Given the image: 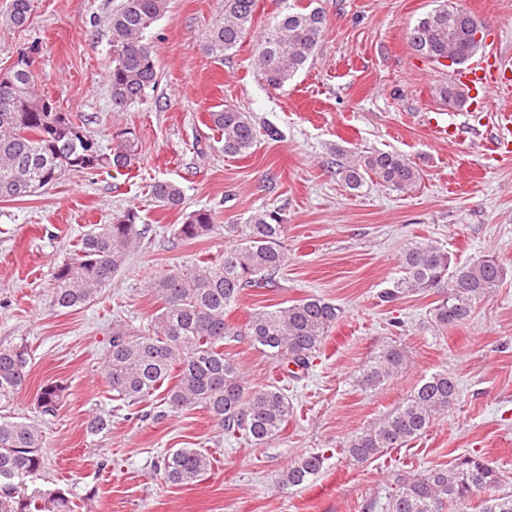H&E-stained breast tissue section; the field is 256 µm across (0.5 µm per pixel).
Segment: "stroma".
<instances>
[{
  "mask_svg": "<svg viewBox=\"0 0 512 512\" xmlns=\"http://www.w3.org/2000/svg\"><path fill=\"white\" fill-rule=\"evenodd\" d=\"M120 0H32L27 29L0 24V73L20 49L36 47L41 92L82 116L103 147L115 131L131 132L138 161L131 169L68 175L21 200H0V344L25 345L28 383L16 416L38 421L45 468L38 485L63 489L76 512H381L393 474L420 472L471 452L502 470L512 493V161L484 148L471 128H493L512 110V68L489 101L444 104L437 85L447 71L413 50L408 31L431 0H313L327 20L315 56L279 90L268 87L254 44L286 4L258 0L251 31L224 60L208 57L202 40L224 14V0H169L149 35L159 82L142 104L112 109L105 64L109 17ZM486 25L485 45L512 59V0H450ZM234 106L258 129L250 154L228 157L210 112ZM435 117L456 129L439 141L425 131ZM279 131L269 138L266 126ZM402 155L419 173L396 192L367 182L353 192L339 182L335 147ZM184 191L175 209L156 207L154 182ZM136 208L148 234L110 285L75 310L52 308L57 265L91 225ZM206 208L215 232L196 241L175 235L187 213ZM280 209L287 261L275 288L245 291L232 309L243 323L256 309L317 295L344 314L323 342L307 380L289 386L293 413L280 437L263 446L225 436L204 409L174 412L163 392L135 409L113 400L101 373L112 324L145 328L158 308L148 279L218 259L223 225L260 209ZM439 241L455 261L489 255L506 276L463 325L436 331L437 294L423 291L386 302L401 275L409 243ZM409 361L376 390L355 384L358 369L388 344ZM248 386L281 380L282 372L246 337L225 347ZM446 370L460 401L446 419L406 446L350 464L344 438L381 418L433 372ZM64 385L55 416H41V385ZM108 411L112 428L86 434L92 414ZM197 448L210 459L194 484L174 486L154 473L169 449ZM320 452L323 470L306 487L279 488V473L302 453Z\"/></svg>",
  "mask_w": 512,
  "mask_h": 512,
  "instance_id": "1",
  "label": "stroma"
}]
</instances>
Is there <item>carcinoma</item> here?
Listing matches in <instances>:
<instances>
[{"label":"carcinoma","mask_w":512,"mask_h":512,"mask_svg":"<svg viewBox=\"0 0 512 512\" xmlns=\"http://www.w3.org/2000/svg\"><path fill=\"white\" fill-rule=\"evenodd\" d=\"M169 0H121L109 20L112 56L106 65L112 110L123 112L144 102L147 90L158 84V66L148 33L168 11ZM256 0H224V17L209 29L205 52L218 61L236 49L247 32ZM31 0H10L0 21L24 28L31 18ZM478 16L443 3L409 29L413 49L437 67L464 63L482 48L473 28ZM326 17L317 9L301 7L271 22L255 47V61L266 84L285 86L314 56ZM436 94L448 105L461 108L465 92L446 81ZM52 100L39 94L36 76L16 61L0 74V198L22 199L36 184L47 186L86 170H127L137 160L134 140L123 132L110 151L99 144L84 122L48 107ZM214 128L224 138V155L249 153L257 138L253 116L225 107L210 113ZM336 174L344 186L359 190L369 180L391 190L404 191L419 179V172L398 155L376 152L356 154L336 148ZM156 206L182 205L183 190L171 181H158L151 189ZM215 228L209 209L185 217L176 234L194 240ZM285 225L276 210L256 211L240 224L224 225L229 246L224 256L201 267L172 270L148 281L160 307L147 328L135 331L121 322L112 325L104 376L113 396L132 406L152 395L178 370L167 387L173 411L202 408L232 437L254 445L277 438L288 422L292 406L284 388L267 385L253 389L224 344L246 336L263 353L286 369L288 379L309 369L328 333L343 310L320 297H305L274 310L251 313L240 327L228 320L232 306L248 289L278 287L285 265L282 246ZM146 233L138 211L126 209L107 224H94L79 240L71 256L53 275L51 306L75 310L86 305L109 284L130 251ZM403 276L382 298L390 302L405 294L432 290L441 295L433 308L438 329L464 324L475 307L491 298L504 275L492 256L463 264L435 240L412 243L401 257ZM408 361L402 345H387L359 370L356 384L375 389L393 379ZM28 352L21 345H0V512H74L72 500L59 488L40 487L35 479L45 467L39 425L5 413L26 385ZM65 387L43 385L38 393L39 412L53 416ZM457 379L446 370L424 378L413 392L372 425L348 436L343 448L349 460L363 464L391 448H401L423 435L459 401ZM112 415L98 413L86 425L89 436L110 431ZM321 453L302 454L281 473L278 485L304 486L324 467ZM211 465L197 448H179L164 455L155 471L173 485H190ZM503 474L482 458L459 454L443 467L406 472L393 479L394 490L382 504L384 512H466L476 496L483 497L481 512H512V493H501Z\"/></svg>","instance_id":"carcinoma-1"}]
</instances>
